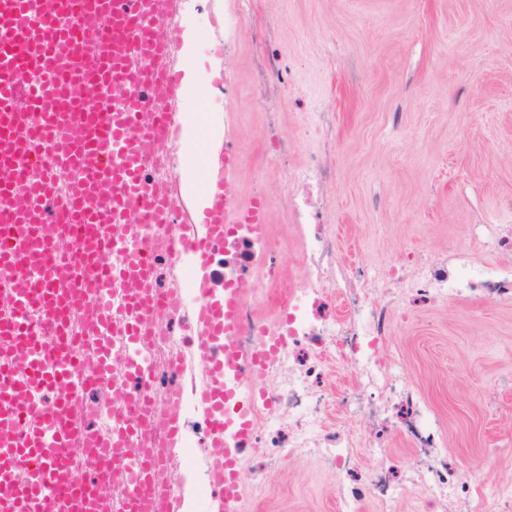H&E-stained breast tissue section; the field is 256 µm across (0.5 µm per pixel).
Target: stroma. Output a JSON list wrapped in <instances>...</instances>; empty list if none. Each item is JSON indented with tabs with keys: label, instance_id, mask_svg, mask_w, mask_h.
Wrapping results in <instances>:
<instances>
[{
	"label": "stroma",
	"instance_id": "35a3bbf8",
	"mask_svg": "<svg viewBox=\"0 0 512 512\" xmlns=\"http://www.w3.org/2000/svg\"><path fill=\"white\" fill-rule=\"evenodd\" d=\"M249 18L211 72L193 61L207 33L206 8H189L178 33L181 83L224 98L222 135L183 143L196 162L237 159L235 202L266 187V235L296 275L288 197L280 176L318 146V113L332 116L331 177L318 219L336 227V246L357 271L418 274L430 257L467 253L476 266L512 265L495 248L498 225H512V0H249ZM278 69L266 74L258 34ZM399 299L390 333L372 357L393 375L375 389L377 417L343 405L359 380L339 356L325 370V417L359 434L351 460L308 456L270 464V451L241 461L243 512H339L337 485L386 481L388 500L365 496L361 512H512L496 490L512 487V298L466 291L426 300L391 282ZM409 388L432 411L446 440L418 448L400 424L398 391ZM387 449L395 466L380 470ZM479 470L484 485L458 481L449 501L433 497L421 466Z\"/></svg>",
	"mask_w": 512,
	"mask_h": 512
}]
</instances>
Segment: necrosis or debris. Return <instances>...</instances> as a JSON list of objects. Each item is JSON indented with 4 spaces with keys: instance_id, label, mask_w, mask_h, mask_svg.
<instances>
[{
    "instance_id": "1",
    "label": "necrosis or debris",
    "mask_w": 512,
    "mask_h": 512,
    "mask_svg": "<svg viewBox=\"0 0 512 512\" xmlns=\"http://www.w3.org/2000/svg\"><path fill=\"white\" fill-rule=\"evenodd\" d=\"M179 145V138H172L166 154L151 160L146 168L147 178L169 194L172 224L186 221L180 176L172 158ZM290 213L297 229L301 281H294L280 267L278 245L254 237L240 224L229 225L224 253L216 262L224 269L225 287L258 289L259 304L287 314L285 324L266 329L267 335L287 336L286 345L269 360L264 376L251 385L259 395L252 412L258 443L267 448L287 447L292 458L312 450L339 460L350 457L361 441L355 434L328 425L316 386L328 357L336 354L349 365L359 366L367 383L376 387L391 383V376L375 362L357 360L362 338L386 335L388 308L364 303L355 269L336 248L334 225L309 222L305 207L295 201ZM172 224L153 227L155 247L148 267L152 287L176 294L179 300L152 320L142 350L151 371L148 394L159 405H177L182 426L179 455L187 467L196 469L212 460L208 421L190 386L195 350L181 328L182 302L193 295L196 283L184 260L171 258ZM425 267L428 278L411 282L422 293L432 291L445 298L465 288H483L502 297L512 295V271L467 263L450 270L432 260Z\"/></svg>"
}]
</instances>
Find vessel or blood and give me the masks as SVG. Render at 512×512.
<instances>
[{"label":"vessel or blood","mask_w":512,"mask_h":512,"mask_svg":"<svg viewBox=\"0 0 512 512\" xmlns=\"http://www.w3.org/2000/svg\"><path fill=\"white\" fill-rule=\"evenodd\" d=\"M43 16L34 0H0V512H71L80 491L82 512H103L123 481L129 512H174L159 484L167 448H132L131 434L168 446L180 421L129 379H145L144 321L163 309L142 258L153 247V225L168 221L171 205L142 171L176 128V115L156 102L182 91L165 69L175 31L166 23L176 0H52ZM27 77V109L15 111L19 77ZM121 90L123 103L113 107ZM236 159L222 155L220 177L207 184L203 223L175 228L171 248L190 258L199 286L186 316L197 336L201 380L195 386L220 458L213 467L224 487L210 512H240V460L251 417L240 404L241 381L261 374L265 358L239 340L243 289L215 290L213 254L227 224L265 231L259 201L237 205L227 181ZM70 193L59 199V175ZM124 287V320L114 318L109 290ZM90 315L91 363L77 361L66 342L73 313ZM119 324L124 347L103 341ZM89 391L125 403L112 434L99 439L73 403ZM82 446L98 466L83 479L68 467L70 448ZM25 478H18V470Z\"/></svg>","instance_id":"vessel-or-blood-1"}]
</instances>
